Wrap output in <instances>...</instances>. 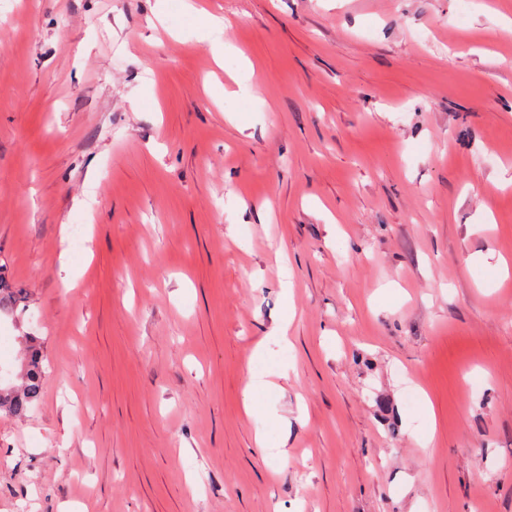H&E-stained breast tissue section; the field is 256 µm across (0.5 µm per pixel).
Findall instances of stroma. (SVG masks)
I'll use <instances>...</instances> for the list:
<instances>
[{"mask_svg":"<svg viewBox=\"0 0 512 512\" xmlns=\"http://www.w3.org/2000/svg\"><path fill=\"white\" fill-rule=\"evenodd\" d=\"M509 165L512 0H0V512H512ZM24 296L20 288H6L0 275V316L14 319V312ZM25 345V358L21 365L20 385L0 382V416L21 418L26 416L34 401L38 400L44 385L45 370L41 341L37 336H18ZM288 370L284 369L278 372L269 373L266 378H251L248 382L245 390V410L247 414L252 415L256 412V406L254 402V394L258 389H262L273 393H282L284 388L279 383V380H287Z\"/></svg>","mask_w":512,"mask_h":512,"instance_id":"obj_1","label":"stroma"}]
</instances>
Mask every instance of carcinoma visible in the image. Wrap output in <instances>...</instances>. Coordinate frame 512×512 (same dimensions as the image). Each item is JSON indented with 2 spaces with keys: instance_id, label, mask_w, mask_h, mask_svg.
<instances>
[{
  "instance_id": "obj_1",
  "label": "carcinoma",
  "mask_w": 512,
  "mask_h": 512,
  "mask_svg": "<svg viewBox=\"0 0 512 512\" xmlns=\"http://www.w3.org/2000/svg\"><path fill=\"white\" fill-rule=\"evenodd\" d=\"M24 296L19 288H8L0 278V316L14 317ZM25 358L21 365L19 385L0 386V416L21 418L26 416L34 401L38 400L44 385L45 370L41 341L36 336L23 335Z\"/></svg>"
}]
</instances>
